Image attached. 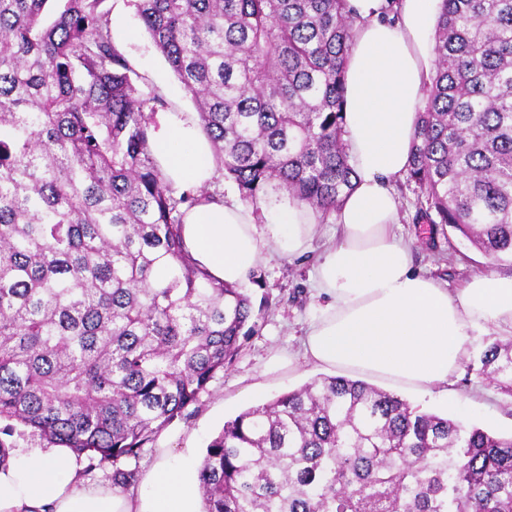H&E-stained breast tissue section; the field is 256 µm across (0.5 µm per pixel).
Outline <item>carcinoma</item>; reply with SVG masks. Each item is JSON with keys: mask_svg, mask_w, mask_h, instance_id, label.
<instances>
[{"mask_svg": "<svg viewBox=\"0 0 512 512\" xmlns=\"http://www.w3.org/2000/svg\"><path fill=\"white\" fill-rule=\"evenodd\" d=\"M242 202L324 219L354 189L344 136L347 0H130ZM108 0H0V468L16 434L112 487L185 420L257 333L251 296L193 260L150 144L167 106L112 35ZM407 180L415 220L512 256V0H440ZM468 369L512 396V339ZM203 512H512V434L322 376L224 424Z\"/></svg>", "mask_w": 512, "mask_h": 512, "instance_id": "1", "label": "carcinoma"}]
</instances>
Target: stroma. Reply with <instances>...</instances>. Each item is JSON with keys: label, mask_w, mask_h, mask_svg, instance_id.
Returning <instances> with one entry per match:
<instances>
[{"label": "stroma", "mask_w": 512, "mask_h": 512, "mask_svg": "<svg viewBox=\"0 0 512 512\" xmlns=\"http://www.w3.org/2000/svg\"><path fill=\"white\" fill-rule=\"evenodd\" d=\"M109 4L113 33L121 37V47L144 77L145 87L162 94L170 111H193V102L154 48L133 7L127 0H109ZM394 187L400 199L395 232L410 244L415 269L432 276L451 291L464 287L488 265L494 272L512 273V262L491 263L453 229L416 223L419 189L403 176L397 178ZM334 234L335 224L328 219L317 224L314 240L304 253L292 256L274 250L265 253L255 267L257 282L246 285L254 305L262 309L259 332L245 343L232 366L211 383L209 393L203 395L192 417L162 430V437L169 440L171 447H182L191 436L199 448H206L225 421L253 403L274 399L318 376V369L301 363L303 340L310 320L319 311L320 301L312 288L315 271ZM283 350L293 355L295 365L271 370V357ZM407 400L412 405L457 416L494 432L512 433V398L500 393L488 380L470 373L464 365L450 379L447 395L435 391L411 393Z\"/></svg>", "instance_id": "stroma-1"}]
</instances>
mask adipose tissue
<instances>
[{
    "mask_svg": "<svg viewBox=\"0 0 512 512\" xmlns=\"http://www.w3.org/2000/svg\"><path fill=\"white\" fill-rule=\"evenodd\" d=\"M437 0H348L356 19L345 64V136L358 180L336 213L314 289L325 303L308 325L303 358L385 380L404 391L444 387L479 326L512 328V275L474 276L448 291L412 267L395 232L393 182L408 165L422 90L434 68L429 34ZM152 149L174 186L200 187L212 175L210 144L193 115H155ZM272 213L258 223L257 210ZM320 218L285 197L258 206L212 201L190 211L182 237L213 277L244 283L269 248L297 255ZM199 460L192 447L160 446L137 487L121 491L81 479L66 449L28 448L0 470V512H201Z\"/></svg>",
    "mask_w": 512,
    "mask_h": 512,
    "instance_id": "ef3b65f1",
    "label": "adipose tissue"
}]
</instances>
